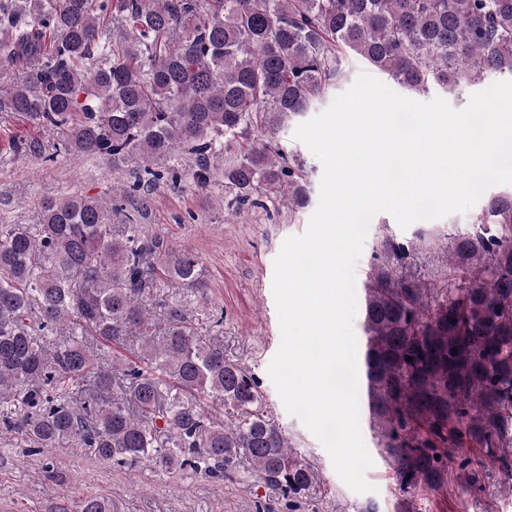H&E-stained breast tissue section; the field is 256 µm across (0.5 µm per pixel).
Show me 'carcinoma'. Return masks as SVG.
I'll return each instance as SVG.
<instances>
[{
	"label": "carcinoma",
	"mask_w": 512,
	"mask_h": 512,
	"mask_svg": "<svg viewBox=\"0 0 512 512\" xmlns=\"http://www.w3.org/2000/svg\"><path fill=\"white\" fill-rule=\"evenodd\" d=\"M356 56L413 93L512 78V0H0V112L64 126V150L119 169L184 163L199 192L224 163L240 206L310 200L299 154L277 135L324 102ZM261 139L251 140L253 134ZM73 195L40 223L0 224V435L65 439L135 470L247 478L288 506L324 494L265 410L259 381L154 287V265L190 290L199 261ZM364 288L361 371L369 424L399 490L455 486L448 456L512 447V194L452 239L434 304L387 237ZM164 310L157 321L150 306ZM139 339L135 361L110 345ZM412 361H406V357ZM118 389L119 394L112 393ZM224 416L210 413L206 399Z\"/></svg>",
	"instance_id": "obj_1"
}]
</instances>
